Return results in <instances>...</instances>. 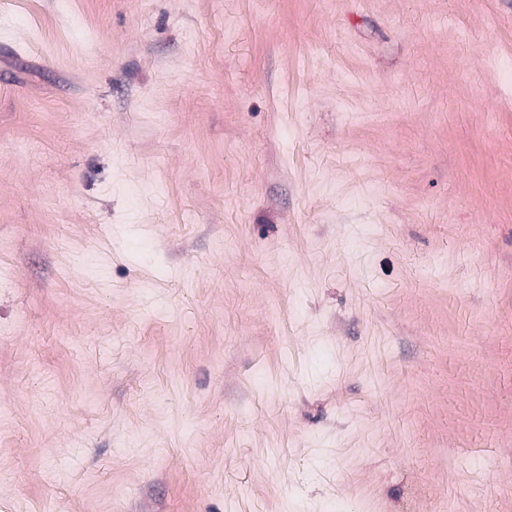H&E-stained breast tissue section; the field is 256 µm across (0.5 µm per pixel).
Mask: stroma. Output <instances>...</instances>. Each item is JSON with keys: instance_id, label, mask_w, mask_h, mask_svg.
Returning <instances> with one entry per match:
<instances>
[{"instance_id": "35a3bbf8", "label": "stroma", "mask_w": 512, "mask_h": 512, "mask_svg": "<svg viewBox=\"0 0 512 512\" xmlns=\"http://www.w3.org/2000/svg\"><path fill=\"white\" fill-rule=\"evenodd\" d=\"M512 0H0V512H512Z\"/></svg>"}]
</instances>
